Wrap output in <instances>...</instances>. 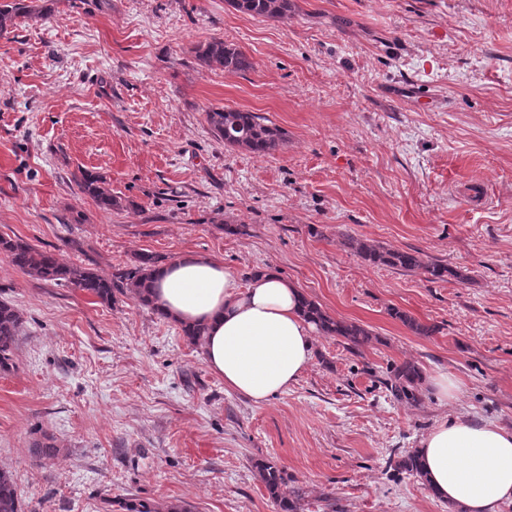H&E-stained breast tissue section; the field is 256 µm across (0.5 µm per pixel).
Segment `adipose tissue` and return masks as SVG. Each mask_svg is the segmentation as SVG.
I'll list each match as a JSON object with an SVG mask.
<instances>
[{"instance_id":"ef3b65f1","label":"adipose tissue","mask_w":512,"mask_h":512,"mask_svg":"<svg viewBox=\"0 0 512 512\" xmlns=\"http://www.w3.org/2000/svg\"><path fill=\"white\" fill-rule=\"evenodd\" d=\"M151 293L170 320L206 326L209 370L254 403L288 391L313 361L303 292L274 270L244 284L221 262L190 253L153 273ZM415 455L429 492L453 512H498L512 501V430L456 415L439 421Z\"/></svg>"}]
</instances>
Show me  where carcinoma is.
I'll return each instance as SVG.
<instances>
[{"mask_svg": "<svg viewBox=\"0 0 512 512\" xmlns=\"http://www.w3.org/2000/svg\"><path fill=\"white\" fill-rule=\"evenodd\" d=\"M231 5L239 12L273 20L288 18L294 8L292 0H231ZM51 15L52 8L39 4V0H0V37L11 33L22 19H47ZM198 60L210 70L225 73H242L253 67L251 59L242 50L224 42L222 38H214L199 48ZM206 121L211 132L224 142V146L254 155H270L285 143V131L255 112L229 107L215 108L206 112ZM79 187L82 193L90 196L105 210L121 205L97 174L84 173ZM343 244L371 265L421 272L438 280L447 277L463 278L460 271L445 264L426 262L417 251L390 250L349 234L345 235ZM0 252L8 256L13 266L38 280L70 284L107 305L116 303L117 295L120 294L134 298L143 306H151L148 293L151 276L162 262V257L158 255L140 253L134 261L114 267L112 275L105 277L86 268L63 264L54 254L41 251L20 238L14 240L0 236ZM305 314L324 336L339 337L355 346L365 345L372 339L371 332L363 326L330 316L318 303L308 298L305 299ZM395 316L419 336L434 333V328L404 313L397 311ZM21 326L19 311L1 300L0 370L8 368L12 361ZM420 382V368L412 362H406L394 370L389 380L390 391L399 399L413 400ZM255 468L278 512H300L299 498L295 495L290 497L284 491L285 479L276 465L257 462ZM0 512H22L19 488L12 475L5 470H0Z\"/></svg>", "mask_w": 512, "mask_h": 512, "instance_id": "carcinoma-1", "label": "carcinoma"}]
</instances>
